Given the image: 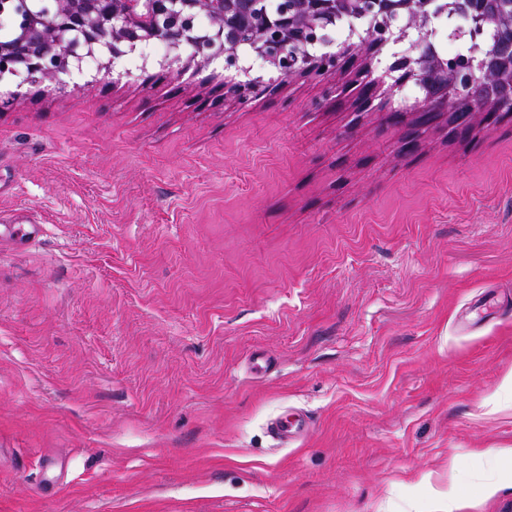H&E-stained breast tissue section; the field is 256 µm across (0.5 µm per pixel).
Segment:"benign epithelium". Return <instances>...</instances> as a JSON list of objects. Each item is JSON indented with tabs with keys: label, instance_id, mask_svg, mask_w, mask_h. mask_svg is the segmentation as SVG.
<instances>
[{
	"label": "benign epithelium",
	"instance_id": "benign-epithelium-1",
	"mask_svg": "<svg viewBox=\"0 0 512 512\" xmlns=\"http://www.w3.org/2000/svg\"><path fill=\"white\" fill-rule=\"evenodd\" d=\"M463 16L466 30L452 34L468 44L453 58L434 43L442 15ZM12 22V34L0 40V79L24 77L29 83L65 84L63 77L86 57L107 56L112 73L129 54L147 59L144 50L162 42L173 53L170 63L204 68L224 60V95L243 104L260 78L242 62L247 52L266 63L277 78L326 74L343 67L354 52L364 50L369 62L361 71V97L384 98L392 105L395 88L414 83L420 96L413 111L389 113L395 120L411 119L417 136L407 150L420 145L425 132L445 115L447 102L482 81L505 88L474 109L475 124L493 121L512 104V69L500 66L495 44L498 30L486 27L489 18L512 29V0H279L271 10L266 0H0V18ZM350 20L348 38L333 39L336 23ZM195 52L184 58L181 50Z\"/></svg>",
	"mask_w": 512,
	"mask_h": 512
}]
</instances>
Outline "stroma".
<instances>
[{
  "instance_id": "stroma-1",
  "label": "stroma",
  "mask_w": 512,
  "mask_h": 512,
  "mask_svg": "<svg viewBox=\"0 0 512 512\" xmlns=\"http://www.w3.org/2000/svg\"><path fill=\"white\" fill-rule=\"evenodd\" d=\"M165 55L0 81V512H512V113Z\"/></svg>"
}]
</instances>
